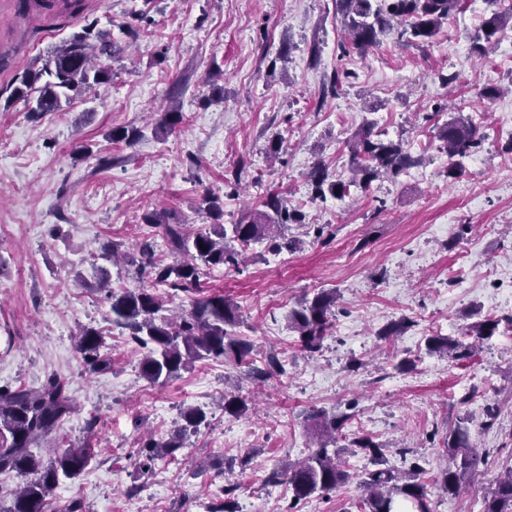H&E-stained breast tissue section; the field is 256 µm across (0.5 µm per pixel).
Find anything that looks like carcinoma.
<instances>
[{"mask_svg":"<svg viewBox=\"0 0 512 512\" xmlns=\"http://www.w3.org/2000/svg\"><path fill=\"white\" fill-rule=\"evenodd\" d=\"M461 0H336V13L347 30L350 45L365 51L380 43V37L391 30V21L402 20L399 37L409 42L429 43L436 39L442 26L460 8ZM512 31V8L494 10L485 18L481 33L473 38V50L480 54L485 44ZM118 51L108 31L91 23L82 32L73 35L56 47L39 68H30L19 76L14 95L37 104V113L52 112L61 97L78 95L91 84H106L112 79L107 60ZM438 138L448 153V179L458 178L463 161L484 141L469 116L459 111L443 124ZM417 159L402 144L382 138L374 132V123L363 125L349 142L351 180L330 181L328 174L316 168L311 177L315 181L317 197L330 195L336 199L346 196L352 186L366 187L382 175L397 176L415 166ZM265 210L254 217H244L226 229L221 219L224 210L219 199L206 194L199 209L211 219L206 231L190 230L188 224H172L166 213L153 210L144 215V223L159 228L171 250L181 259L172 263L155 260L152 242L148 239L139 246L138 270L151 274L154 283L177 292H200L201 268L238 265L243 249L263 237L290 224H301L304 215L288 209L287 202L275 193L262 201ZM109 304L112 325L125 331L138 346L147 349L141 361V373L150 382L157 383L178 375L188 363L200 360H233L242 363L250 354V343L236 336L235 306L222 294H208L194 298L191 308L171 315H159L164 310L163 299L156 289L138 288L116 293L99 281ZM336 290H320L313 297L298 301L289 320L299 334L303 350L315 352L332 327ZM501 320L485 318L466 327L463 335L474 342L465 344L447 336H430L427 349L456 360L475 353V343L488 340L499 331ZM103 340L99 331L85 328L79 333L78 351L88 369L98 372L107 365L101 354ZM247 410L246 400L240 396H224V413L239 417ZM71 411L66 383L50 375L37 390L24 387L0 386V472L15 471L30 479L10 496H0V512H45L46 497L64 476L76 478L90 463L92 455L82 448H67L56 453L54 460L45 464L30 448L46 440ZM185 425L171 439L163 442L147 441L137 450L136 464L145 473L152 471L155 460L172 456L183 447L187 433H195L205 422L206 415L199 408L189 407L183 413ZM344 420L332 418L321 424L316 449L303 461L288 467L284 473L294 499L300 501L315 494L335 490L347 483L350 474L336 463L338 438L336 433ZM469 418L461 419L448 432L445 454L448 466L438 477L437 486L448 495H457L475 474L480 456L474 448L468 427ZM363 501L369 512H402L410 504L413 512H434L427 485L420 473L411 470L403 475L389 469L366 471L361 480ZM481 512H512V465L497 478L494 487L484 495Z\"/></svg>","mask_w":512,"mask_h":512,"instance_id":"carcinoma-1","label":"carcinoma"}]
</instances>
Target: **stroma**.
<instances>
[{
    "mask_svg": "<svg viewBox=\"0 0 512 512\" xmlns=\"http://www.w3.org/2000/svg\"><path fill=\"white\" fill-rule=\"evenodd\" d=\"M488 14L484 0H467L431 43L390 33L361 52L347 48L335 0H83L79 14L58 5L25 15L17 0H0V385L37 389L60 376L73 409L32 451L46 461L63 448L92 452L79 477L60 478L46 512H127L131 500L136 512H215L227 498L237 512H361L364 471L414 463L435 512H480L512 455V334L498 332L460 361L429 352L426 340L460 338L475 316L512 314L497 305L499 288L512 286V64L500 61L512 43L472 53ZM89 19L119 46L111 81L33 118L12 94L16 74ZM490 87L500 94L489 101L481 92ZM173 108L183 119L163 129ZM457 110L485 140L451 181L437 134ZM367 119L418 164L343 199L316 198L311 172L348 179V142ZM118 127L142 135L112 141ZM104 157L111 166H100ZM208 191L228 224L282 193L306 215L287 231L299 245L276 253L263 240L238 266L202 272L205 293L236 306L251 367L197 360L153 384L139 371L142 349L113 327L96 290L104 277L117 288L150 280L130 262L114 265L101 245L114 242L130 258L148 237L156 257L173 262L143 216L164 209L208 229L198 212ZM461 267L457 285L450 274ZM322 288L338 292L336 321L310 354L289 315ZM404 318L410 328L379 336ZM81 326L103 331L107 369H84ZM272 357L283 373L253 377ZM403 359L411 369H398ZM226 394L244 397L249 412L225 415ZM189 406L206 411L207 426L142 473L137 448L176 434ZM314 411L345 416L338 446L351 479L295 504L272 475L311 453ZM463 416L485 462L448 496L435 479ZM362 436L381 444L379 459L353 446Z\"/></svg>",
    "mask_w": 512,
    "mask_h": 512,
    "instance_id": "stroma-1",
    "label": "stroma"
}]
</instances>
